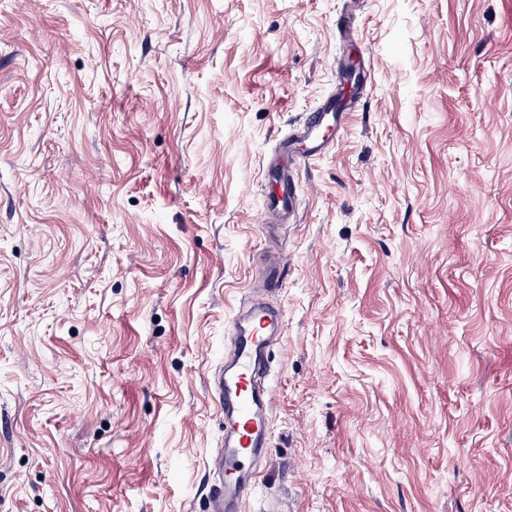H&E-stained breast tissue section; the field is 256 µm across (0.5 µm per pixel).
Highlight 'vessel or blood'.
I'll list each match as a JSON object with an SVG mask.
<instances>
[{
    "label": "vessel or blood",
    "mask_w": 512,
    "mask_h": 512,
    "mask_svg": "<svg viewBox=\"0 0 512 512\" xmlns=\"http://www.w3.org/2000/svg\"><path fill=\"white\" fill-rule=\"evenodd\" d=\"M346 120V112L337 111L335 99L330 98L278 142L267 166L276 188L264 201L266 227L288 221L297 209L299 188L292 171L296 157L322 153ZM248 308V319L236 317L231 322V357L214 382V398L223 415V437L210 459L208 512H241L259 482L257 464L270 454L268 417L274 400L265 377L269 342L282 326L283 317L258 294Z\"/></svg>",
    "instance_id": "vessel-or-blood-1"
}]
</instances>
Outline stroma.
Here are the masks:
<instances>
[{
    "instance_id": "1",
    "label": "stroma",
    "mask_w": 512,
    "mask_h": 512,
    "mask_svg": "<svg viewBox=\"0 0 512 512\" xmlns=\"http://www.w3.org/2000/svg\"><path fill=\"white\" fill-rule=\"evenodd\" d=\"M352 57L268 237L266 162ZM266 249L243 512H512V0H0V512H206ZM281 255H267L265 260L273 275L265 288L254 290L246 306L247 320L237 313L231 322L230 359L214 381V398L223 414V437L210 459L212 483L207 512H240L258 485L257 462L270 454L268 417L273 408V394L265 377L269 366V342L283 325L281 312L267 305L262 295L281 288L275 269L284 265Z\"/></svg>"
}]
</instances>
